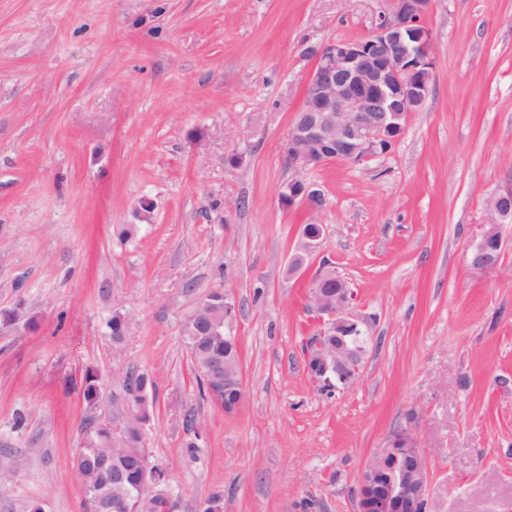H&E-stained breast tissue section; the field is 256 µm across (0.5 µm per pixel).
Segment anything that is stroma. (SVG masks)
<instances>
[{
  "label": "stroma",
  "mask_w": 512,
  "mask_h": 512,
  "mask_svg": "<svg viewBox=\"0 0 512 512\" xmlns=\"http://www.w3.org/2000/svg\"><path fill=\"white\" fill-rule=\"evenodd\" d=\"M386 6L0 0V310L24 318L0 330V512H85L71 463L88 366L106 415L119 370L150 376L146 445L174 512L214 495L223 512H355L364 463L401 430L427 453L426 512H512V223L497 266L467 267L489 198L512 188V0H432L434 82L401 138L300 175L319 210L279 201L312 48L367 37ZM305 224L323 235L291 276ZM326 270L370 336L345 390L304 362ZM223 286L245 385L230 414L200 395L182 334Z\"/></svg>",
  "instance_id": "obj_1"
}]
</instances>
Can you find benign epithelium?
<instances>
[{
    "label": "benign epithelium",
    "instance_id": "1",
    "mask_svg": "<svg viewBox=\"0 0 512 512\" xmlns=\"http://www.w3.org/2000/svg\"><path fill=\"white\" fill-rule=\"evenodd\" d=\"M372 32L360 40H328L314 48L315 63L285 143L288 166L296 174L332 162L360 163L384 154L404 131L408 116L425 103L434 77V39L423 23L431 0H390ZM279 195L288 208L321 207L318 193L295 178ZM494 220L468 256L476 271L495 266L507 238L503 228L512 215V192L489 200ZM322 225L305 224L302 243L288 272H298L317 248ZM354 293L333 272L319 274L309 299L324 329L309 339L305 366L312 376L347 389L361 376L367 322L351 312ZM224 388L235 391L224 412L232 413L244 396L242 372H224ZM116 436L136 426L144 432L143 414L132 408L106 419ZM430 470L425 449L409 432L394 434L386 447L364 464L357 482V512H418L427 501Z\"/></svg>",
    "mask_w": 512,
    "mask_h": 512
}]
</instances>
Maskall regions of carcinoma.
<instances>
[{
  "label": "carcinoma",
  "mask_w": 512,
  "mask_h": 512,
  "mask_svg": "<svg viewBox=\"0 0 512 512\" xmlns=\"http://www.w3.org/2000/svg\"><path fill=\"white\" fill-rule=\"evenodd\" d=\"M188 349L200 372L199 390L204 396L224 393V360L238 362L235 344L225 339L224 292L216 289L207 296V305L194 310L183 323ZM86 407L99 409L106 394L99 371L88 367L82 379ZM85 445L73 457L72 470L81 486L92 488L104 501L126 499L127 512H167L157 489L144 481L141 462L129 449L142 443L132 436L125 442L112 439L103 416L91 418L82 428Z\"/></svg>",
  "instance_id": "obj_1"
}]
</instances>
